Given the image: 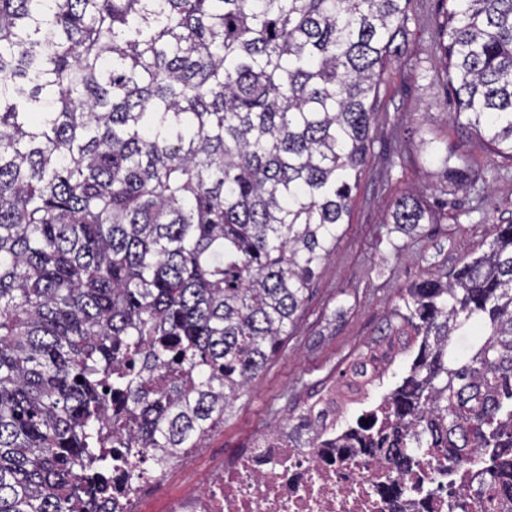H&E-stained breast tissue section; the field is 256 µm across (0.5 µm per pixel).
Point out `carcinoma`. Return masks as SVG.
<instances>
[{"instance_id":"carcinoma-1","label":"carcinoma","mask_w":512,"mask_h":512,"mask_svg":"<svg viewBox=\"0 0 512 512\" xmlns=\"http://www.w3.org/2000/svg\"><path fill=\"white\" fill-rule=\"evenodd\" d=\"M402 2L0 0V512H98L124 449L161 467L250 389L348 223ZM440 2L455 120L512 161V0ZM391 223L436 220L409 191ZM390 317L407 337L342 373L412 352L379 401L333 440L327 406L270 438L361 448L448 512L466 495L407 485L414 449L487 456L476 494L512 503V224Z\"/></svg>"}]
</instances>
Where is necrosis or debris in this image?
Listing matches in <instances>:
<instances>
[{
	"mask_svg": "<svg viewBox=\"0 0 512 512\" xmlns=\"http://www.w3.org/2000/svg\"><path fill=\"white\" fill-rule=\"evenodd\" d=\"M154 453L138 456L137 472L112 479L106 512H131ZM396 475L380 459L342 457L324 448H251L225 461L205 488L170 501L168 512H448L447 498L382 493Z\"/></svg>",
	"mask_w": 512,
	"mask_h": 512,
	"instance_id": "obj_1",
	"label": "necrosis or debris"
}]
</instances>
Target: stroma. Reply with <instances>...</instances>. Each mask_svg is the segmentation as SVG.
I'll return each instance as SVG.
<instances>
[{"mask_svg": "<svg viewBox=\"0 0 512 512\" xmlns=\"http://www.w3.org/2000/svg\"><path fill=\"white\" fill-rule=\"evenodd\" d=\"M406 14V51L384 74L376 139L353 192L349 222L319 269L292 336L200 442L188 469L172 468L160 487L144 491L137 512H166L186 483L204 486L221 457L254 447L268 427L286 424L315 399L335 398L341 417L355 411L356 394L334 382L366 354L371 338L386 333V318L401 293L429 273L486 251L496 225L512 223V172L501 173L504 159L453 119L455 101L440 79L438 0H409ZM430 138L477 162L476 188L451 190L441 164L423 148ZM411 188L423 191L437 221L408 237L388 220L396 199Z\"/></svg>", "mask_w": 512, "mask_h": 512, "instance_id": "obj_1", "label": "stroma"}]
</instances>
